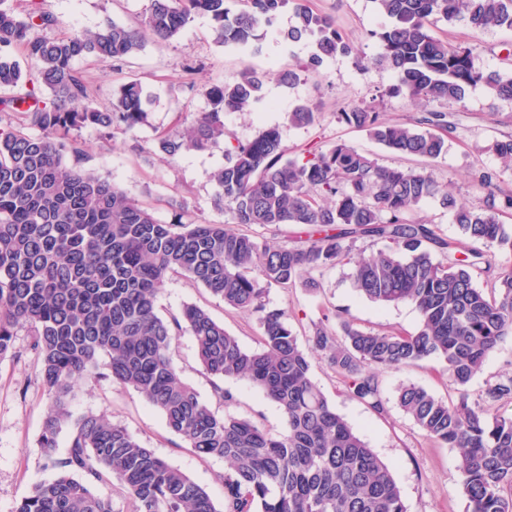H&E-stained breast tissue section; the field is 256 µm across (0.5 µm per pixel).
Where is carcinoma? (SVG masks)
I'll return each mask as SVG.
<instances>
[{
	"mask_svg": "<svg viewBox=\"0 0 512 512\" xmlns=\"http://www.w3.org/2000/svg\"><path fill=\"white\" fill-rule=\"evenodd\" d=\"M150 0L136 28L108 21L94 31L61 38L32 35L61 20L30 0L23 14L0 0V88L22 87L0 100L7 114L26 108L17 121L0 124V358L12 352L20 326L28 328L30 351L50 398L39 445L54 471L35 485L15 512H113L111 496L97 485L118 484L130 512H407L391 471L329 404L312 378L319 352L344 379L349 395L378 414L386 413L377 368L396 369L430 356L447 363L448 379L460 387L445 402L422 386L399 389L397 402L429 438L459 449V484L468 512H512V413L488 406L512 403V372L486 384L482 402L465 388L487 355L512 331V268L474 252L445 264L435 254L451 243L437 227L414 217L420 203L435 199L463 235L512 256V194L498 191L494 173L477 169L474 184L484 205L470 206L432 174L380 165L346 143L287 157L280 129H263L246 143H232L227 112H250L262 101L266 75L244 68L231 84L208 91L210 109L185 133L159 141L173 158L205 151L225 141L224 165L213 173L214 206L229 214L225 224H163L135 197L93 171L66 166L82 153L78 133L96 129L111 140L147 118L149 96L130 81L108 108L88 103V87L74 61L120 62L137 53L148 32L178 38L193 14L209 17L216 43L250 46L286 7L294 22L284 38L314 40L308 65L320 66L351 45L333 22L307 0ZM388 19L373 32L381 51L359 59L365 72L384 66L394 91L416 103L460 102L482 85L512 101V44L506 70H487L474 49L432 33L433 21H465L476 32L512 30V0H375ZM318 114L300 104L288 122L310 126ZM338 119L365 131L389 151L434 161L447 152V115L429 111L418 126L390 124L376 108L352 104ZM40 130L32 135L28 128ZM503 164L512 165V136L494 142ZM310 229L303 244L270 246L245 227ZM359 238L388 246L356 261L353 288L386 305L410 302L420 326L413 334L377 333L341 320L336 335L322 323L312 345L302 346L280 309L262 303L259 281L284 288L344 260ZM170 274L187 277L224 304L258 314L262 349L248 350L210 313L195 304L164 318L157 296ZM493 283L492 295L475 285ZM193 336L201 369L213 395L231 399L220 381L246 380L282 410L286 428L272 434L246 418L224 416L200 399L172 364L176 337ZM90 378H103L138 392L163 415L171 432L204 457L220 458L224 503L217 509L208 491L145 446L126 426L105 415L73 416L69 397ZM70 428L60 453L57 435Z\"/></svg>",
	"mask_w": 512,
	"mask_h": 512,
	"instance_id": "carcinoma-1",
	"label": "carcinoma"
}]
</instances>
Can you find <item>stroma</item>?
I'll use <instances>...</instances> for the list:
<instances>
[{"label":"stroma","instance_id":"35a3bbf8","mask_svg":"<svg viewBox=\"0 0 512 512\" xmlns=\"http://www.w3.org/2000/svg\"><path fill=\"white\" fill-rule=\"evenodd\" d=\"M39 3L42 10L61 19L59 26L46 30L49 38L93 30L107 19L133 25L149 6L148 0ZM309 5L333 20L351 44V54H339L324 59L318 68H309L314 44L309 40H285L284 33L293 23L292 12L287 9L255 47L217 44L210 19L198 15L176 40L146 37L142 49L121 63L76 61L75 67L84 76L96 106L109 105L119 87L132 80L141 82L150 97L146 121L117 134L112 141L101 139L91 128L81 131L82 167L138 198L161 223L170 224L176 218L168 205L172 199L185 201L184 221H228V214L213 205L215 186L211 179L213 171L224 163L223 146L170 160L160 152L158 141L165 134L191 129L201 113L209 109L210 87L234 82L240 70L248 66L272 75L293 69L299 76L290 86L272 78L254 111L225 115L224 123L237 141L252 140L263 128L276 126L292 158L303 157L316 147L326 149L344 142L383 165L430 170L439 182L475 207L483 206L485 200L484 192L471 180L475 168L494 170L499 189L512 192V168L504 167L492 150L494 141L512 135V102L495 99L482 87L468 91L463 102L434 103V110L445 112L456 130L448 138L447 153L433 162L392 154L365 132L338 122L337 112L351 103L375 105L384 121L408 125L415 124L423 108L405 95L392 93L394 78L388 69L374 68L363 75L355 69V55L373 56L380 51L377 40L369 36L385 22L375 0H309ZM432 31L452 43L473 48L480 62L489 68L500 67L502 48L512 43V31L490 29L477 33L462 21L451 24L439 20ZM304 103L320 112L319 123L305 128L291 126L289 112ZM133 143L139 144V151H130ZM376 249L372 240H357L350 259L317 274L316 287L268 285L263 302L267 308L286 311L289 328L304 346L309 343L314 323L320 321L336 333L344 318L379 333L395 328L415 331L420 316L412 304L382 306L360 297L352 288L354 260ZM187 303L207 309L245 348H261L257 315L225 305L183 276H168L158 294L159 315L170 317ZM29 341L27 328H18L13 353L0 358V512H14L32 486L53 475L38 446L49 397ZM172 362L200 398L212 403L217 411L250 419L274 433L284 431L285 419L279 406L246 381L224 380L232 398L224 403L215 400L212 383L198 365L190 334H182L175 341ZM445 366L442 357L431 356L398 370L379 372L382 396L387 402L386 413L380 415L349 396L341 376L324 356H316L312 363V377L329 402L389 466L408 512H467V501L458 485V449L427 438L396 401L398 388L408 384L423 386L445 401L457 400L458 391L449 381ZM70 408L77 416L104 414L126 426L146 446L203 485L215 505H222L228 470L224 460L200 459L187 442L167 429L162 414L133 389L107 380H89L75 388Z\"/></svg>","mask_w":512,"mask_h":512}]
</instances>
